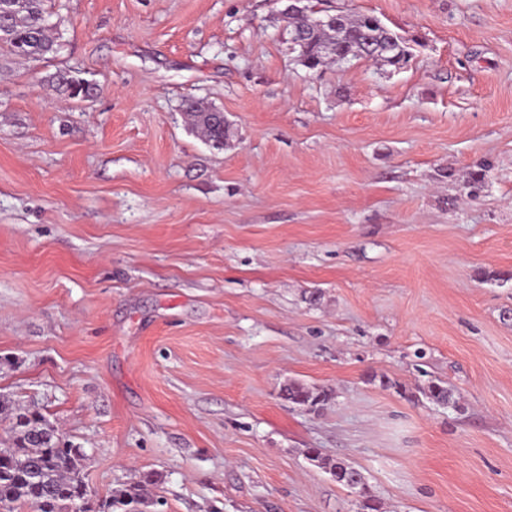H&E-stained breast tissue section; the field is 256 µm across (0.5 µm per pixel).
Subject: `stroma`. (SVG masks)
Listing matches in <instances>:
<instances>
[{"label": "stroma", "instance_id": "1", "mask_svg": "<svg viewBox=\"0 0 512 512\" xmlns=\"http://www.w3.org/2000/svg\"><path fill=\"white\" fill-rule=\"evenodd\" d=\"M312 3L410 62L309 70L281 0H48L60 54L0 52V396L100 498L153 471L164 512H361L316 448L382 512H512V0ZM49 82L56 91L72 99L84 101L94 97L98 91V85L74 76L72 71L66 68L58 69L50 76ZM185 112L191 119L193 125L201 128L207 140L214 145L220 146L224 144V129L226 128L225 122L223 126L222 113L216 109L205 106L202 102L187 99L184 101ZM423 393L438 405L447 406L452 409L457 408L458 398L455 395L454 389L448 387L447 383L440 379L430 381L423 389ZM282 396L296 407L313 410L322 407L328 399L326 390L310 388L301 383H289L282 390ZM307 458L312 461H317L322 467L329 466L336 482L349 489H365V482L362 478L357 479L356 476H360L357 468L348 464H331L329 461L322 459L315 448H310L307 451ZM337 469V471H336ZM358 470V471H357Z\"/></svg>", "mask_w": 512, "mask_h": 512}]
</instances>
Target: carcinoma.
Returning <instances> with one entry per match:
<instances>
[{
  "instance_id": "obj_1",
  "label": "carcinoma",
  "mask_w": 512,
  "mask_h": 512,
  "mask_svg": "<svg viewBox=\"0 0 512 512\" xmlns=\"http://www.w3.org/2000/svg\"><path fill=\"white\" fill-rule=\"evenodd\" d=\"M43 0H0V10H10V23L0 27V46L19 56L40 60L56 55L62 44L49 34L51 25L42 8ZM290 33L300 36L294 45L300 62L314 70L339 57L347 60L367 59L382 65L404 67L412 54L407 44L388 29L382 21L368 14L336 11V26L316 29L308 15H295L287 21ZM28 48L18 50V43ZM49 82L56 91L72 99L86 100L97 94L98 85L80 79L66 68L57 70ZM185 112L193 125L203 130L207 140L224 144V126L221 112L202 102L187 99ZM423 393L438 405L457 408L454 389L438 379L432 380ZM282 396L299 408L316 410L328 399L327 391L310 388L301 383H290ZM0 418L10 423V443L0 447V506L15 512L16 505L24 504L33 512H66L81 495V488L72 475L82 470L83 455L79 449L60 446L57 429L37 411L22 409L0 399ZM307 458L323 467H330L337 483L349 489L364 488L358 479L357 468L348 464H332L322 459L316 449L307 451ZM159 482L155 473H147L142 480L118 489L103 500L108 512L129 506H138L151 496V488Z\"/></svg>"
}]
</instances>
